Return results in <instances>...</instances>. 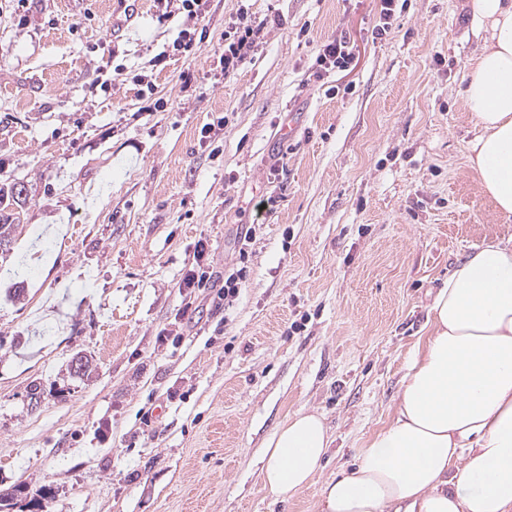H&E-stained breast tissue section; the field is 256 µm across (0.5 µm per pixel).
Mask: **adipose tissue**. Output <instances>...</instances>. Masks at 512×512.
Segmentation results:
<instances>
[{"label": "adipose tissue", "mask_w": 512, "mask_h": 512, "mask_svg": "<svg viewBox=\"0 0 512 512\" xmlns=\"http://www.w3.org/2000/svg\"><path fill=\"white\" fill-rule=\"evenodd\" d=\"M487 31L466 67L464 98L481 129L471 168L496 212L512 217V0H470ZM430 333L407 366L394 416L357 466L325 481L319 512H512V241L458 263L429 309ZM331 439L299 411L262 455V480L288 501L322 469Z\"/></svg>", "instance_id": "ef3b65f1"}]
</instances>
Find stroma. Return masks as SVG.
I'll return each instance as SVG.
<instances>
[{"label": "stroma", "mask_w": 512, "mask_h": 512, "mask_svg": "<svg viewBox=\"0 0 512 512\" xmlns=\"http://www.w3.org/2000/svg\"><path fill=\"white\" fill-rule=\"evenodd\" d=\"M243 6L265 27L224 79ZM378 22V0H0V181L23 191L0 194V512H318L317 486L264 490L276 428L324 415L325 480L390 423L435 294L512 218L465 151L467 0ZM342 36L353 69L317 74ZM201 240L246 264L237 297L181 294Z\"/></svg>", "instance_id": "obj_1"}]
</instances>
